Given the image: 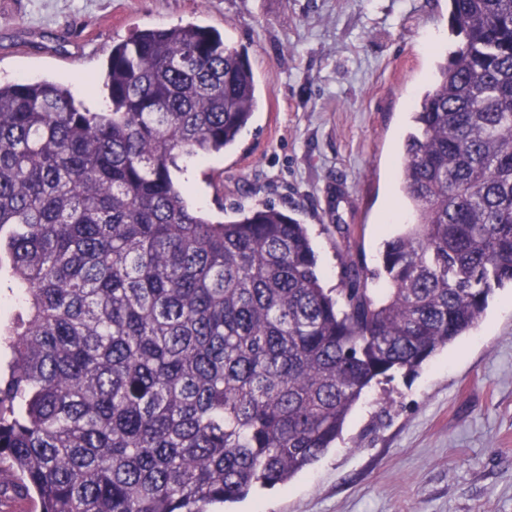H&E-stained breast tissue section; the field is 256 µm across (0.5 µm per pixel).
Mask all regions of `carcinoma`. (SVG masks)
I'll use <instances>...</instances> for the list:
<instances>
[{
  "mask_svg": "<svg viewBox=\"0 0 512 512\" xmlns=\"http://www.w3.org/2000/svg\"><path fill=\"white\" fill-rule=\"evenodd\" d=\"M456 41L408 116V221L323 287L274 205L212 220L181 158L237 147L246 49L194 22L112 46L109 109L0 82V462L40 512H224L286 487L373 382L416 372L512 286V0H448ZM382 281V287L368 284Z\"/></svg>",
  "mask_w": 512,
  "mask_h": 512,
  "instance_id": "obj_1",
  "label": "carcinoma"
}]
</instances>
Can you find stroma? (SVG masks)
Wrapping results in <instances>:
<instances>
[{"label":"stroma","mask_w":512,"mask_h":512,"mask_svg":"<svg viewBox=\"0 0 512 512\" xmlns=\"http://www.w3.org/2000/svg\"><path fill=\"white\" fill-rule=\"evenodd\" d=\"M196 22L246 48L263 107L232 156L195 165L212 219L272 203L307 224L324 287L375 267L405 220L394 173L416 93L452 43L448 0H0V80L100 72L113 42ZM353 204L337 233L327 190ZM231 512H512V288L416 376L372 386L333 448Z\"/></svg>","instance_id":"35a3bbf8"}]
</instances>
